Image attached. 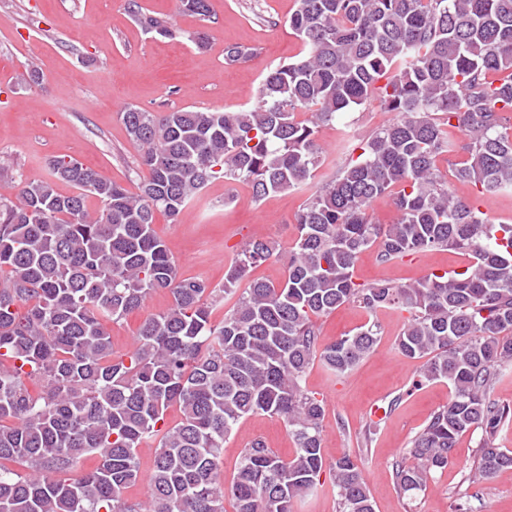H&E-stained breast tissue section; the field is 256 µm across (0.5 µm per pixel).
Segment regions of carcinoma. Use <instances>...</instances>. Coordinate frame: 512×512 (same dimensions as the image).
Returning a JSON list of instances; mask_svg holds the SVG:
<instances>
[{"label":"carcinoma","instance_id":"cac0c4a2","mask_svg":"<svg viewBox=\"0 0 512 512\" xmlns=\"http://www.w3.org/2000/svg\"><path fill=\"white\" fill-rule=\"evenodd\" d=\"M181 2L210 18L209 0ZM296 3L288 26L302 50L267 71L256 106L120 112L147 171L138 192L56 157L50 178L0 195V273L9 274L0 283V512H226L228 495L234 512H292L325 470L337 512H374L358 458L326 462V403L304 386L314 361L344 375L374 350V322L322 342L316 319L345 304L407 311L397 352L423 360L418 382L453 388L395 462L403 493L426 490L458 438L476 430L475 476L512 468V451L497 444L512 406L492 397L512 368V224H492L453 195L438 166L455 151L448 128H458L467 159L455 180L485 196L512 190V0ZM130 9L148 32L175 35L137 0ZM372 101L397 118L307 198L282 283L251 278L279 256L262 239L238 244L222 289L179 275L153 230L156 213L177 219L218 175L256 200L308 183L323 163L319 129ZM58 181L75 192L59 193ZM383 196L398 211L393 224L368 213ZM373 246L383 263L433 249L470 262L408 285L358 283L356 260ZM159 290L170 292L169 308L114 353L106 322ZM220 297L234 303L215 324ZM28 380L42 393L31 394ZM172 406L180 421L168 426ZM258 412L285 423L294 453L285 459L252 441L226 488L224 440ZM150 439L158 447L144 478L136 449ZM15 460L25 475L1 465ZM142 480L144 500L127 503L125 490Z\"/></svg>","mask_w":512,"mask_h":512}]
</instances>
